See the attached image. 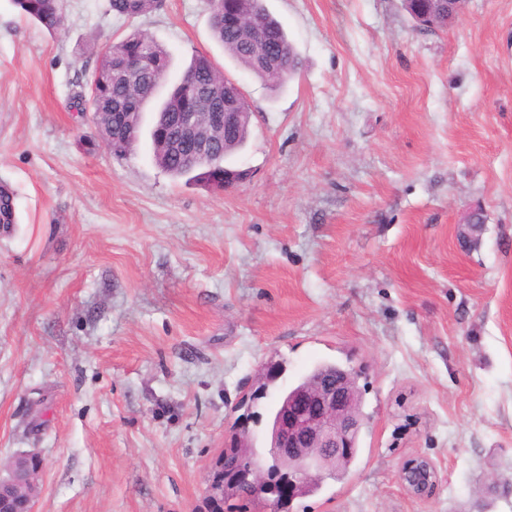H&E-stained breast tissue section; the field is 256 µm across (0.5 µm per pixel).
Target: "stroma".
I'll list each match as a JSON object with an SVG mask.
<instances>
[{"instance_id":"35a3bbf8","label":"stroma","mask_w":512,"mask_h":512,"mask_svg":"<svg viewBox=\"0 0 512 512\" xmlns=\"http://www.w3.org/2000/svg\"><path fill=\"white\" fill-rule=\"evenodd\" d=\"M303 65L273 89L225 55L206 0L116 17L64 0L51 33L0 0V469L43 461L35 512H205V473L252 406L266 459L280 389L316 362L361 370L348 475L293 512H512V0L417 29L401 0H266ZM177 80L208 54L253 118L225 191L122 159L71 96L91 47L133 31ZM482 207L481 240L460 214ZM441 473L413 498L397 474ZM15 191L9 183L0 180V224H17ZM477 216L480 221L477 222ZM486 218L481 208H470L462 212L457 222L458 235L463 241L477 244L483 231ZM398 480L411 495L426 501L437 489L441 475L431 459L415 454L402 462L398 471Z\"/></svg>"}]
</instances>
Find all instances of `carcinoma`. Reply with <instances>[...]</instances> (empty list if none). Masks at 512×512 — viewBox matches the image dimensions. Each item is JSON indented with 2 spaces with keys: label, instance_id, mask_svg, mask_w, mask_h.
Instances as JSON below:
<instances>
[{
  "label": "carcinoma",
  "instance_id": "carcinoma-1",
  "mask_svg": "<svg viewBox=\"0 0 512 512\" xmlns=\"http://www.w3.org/2000/svg\"><path fill=\"white\" fill-rule=\"evenodd\" d=\"M20 10L51 31L61 28L63 20V0H14ZM160 0H108V11L113 15L146 16L154 12ZM211 13V29L214 39L224 48V52L237 60L245 69L272 87L280 89L288 78L301 67V59L282 24L267 10L264 0H207ZM112 60H122L131 50L135 51L140 64L136 85L132 88L112 82L99 85L88 95L78 94L80 112H89L98 124L104 126L105 149L116 158L129 154L137 141L140 124H130L126 128L112 131V123L107 113L116 105L124 104L129 98L139 96L150 103L158 89L166 80L168 54L151 36L134 31L122 40L109 45ZM194 80L202 89L224 80V73L206 54L196 55L186 68L183 76L161 103L156 122L170 120V112L192 89L189 80ZM250 127L240 131L239 139L233 143L217 140L206 158L197 164H190L178 151L156 140L152 141L156 163L174 178L187 181H202L214 190H224V186L214 181L217 173L224 172V159L240 149L248 139ZM15 191L9 183L0 180V224H16ZM347 368L333 362L321 361L302 377L305 384L318 375L334 376ZM359 449H352L346 463L338 470L315 482L309 494L314 495L322 488L325 479L340 480L347 474L350 465L358 456Z\"/></svg>",
  "mask_w": 512,
  "mask_h": 512
}]
</instances>
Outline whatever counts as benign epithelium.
Segmentation results:
<instances>
[{
	"instance_id": "1",
	"label": "benign epithelium",
	"mask_w": 512,
	"mask_h": 512,
	"mask_svg": "<svg viewBox=\"0 0 512 512\" xmlns=\"http://www.w3.org/2000/svg\"><path fill=\"white\" fill-rule=\"evenodd\" d=\"M243 116L239 100L229 93L221 96L207 91L181 114L177 126L160 130L159 138L186 150L190 157L199 158L209 146L205 131L218 132L230 142L238 136ZM485 223L482 209H467L459 218L458 235L476 244ZM357 400L358 389L346 372L320 377L280 398V411L268 432L266 448L278 465L275 482L269 481L259 466L239 472L228 465L229 458L252 441L248 421L239 419L224 437V449L208 471L205 497L222 500L227 492L247 485L274 504L280 496L294 500L301 489L322 478L354 447L364 423ZM41 466L42 459L35 452L16 455L7 473L0 474V512H34L35 476ZM398 480L411 495L426 501L437 489L441 475L431 459L415 454L402 462Z\"/></svg>"
}]
</instances>
